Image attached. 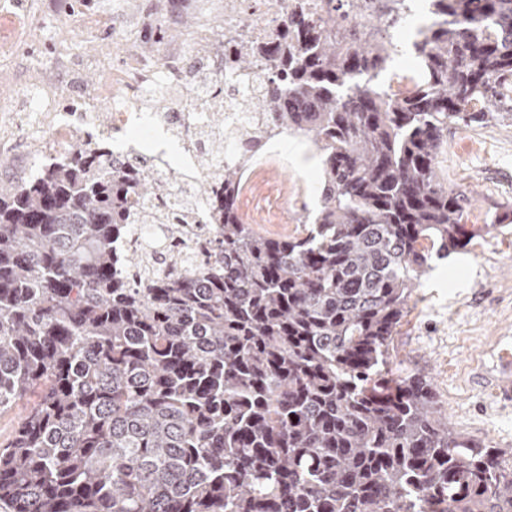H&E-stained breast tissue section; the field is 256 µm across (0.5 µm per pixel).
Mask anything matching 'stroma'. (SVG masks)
<instances>
[{
	"label": "stroma",
	"mask_w": 512,
	"mask_h": 512,
	"mask_svg": "<svg viewBox=\"0 0 512 512\" xmlns=\"http://www.w3.org/2000/svg\"><path fill=\"white\" fill-rule=\"evenodd\" d=\"M31 21L35 34L0 50V116L14 127L13 156L27 169L42 158L43 137L29 126L33 66L67 48L78 65L75 99L95 98L108 69L142 55L147 42L178 43L205 21L224 18V0H0ZM463 200L469 224L512 214V120L452 125L438 158ZM275 165L276 184L240 194L246 221L273 237L292 233L319 207L322 165L305 137L273 143L253 163ZM393 370L431 379L455 432L483 445L512 448V400L494 380L512 354V225L477 236L469 250L431 259L392 338Z\"/></svg>",
	"instance_id": "35a3bbf8"
}]
</instances>
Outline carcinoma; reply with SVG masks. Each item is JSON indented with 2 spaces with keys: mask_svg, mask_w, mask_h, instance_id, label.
<instances>
[{
  "mask_svg": "<svg viewBox=\"0 0 512 512\" xmlns=\"http://www.w3.org/2000/svg\"><path fill=\"white\" fill-rule=\"evenodd\" d=\"M407 0H297L283 42L241 44L284 78L239 108L253 151L305 136L322 161L312 223L272 238L237 200L248 160L192 196L218 238L169 269L120 251L160 177L112 141L0 191V414L37 401L0 445V512H512V448L448 428L431 381L390 343L432 253L477 236L436 158L448 125L512 120V0H430L420 69L377 81ZM386 24L348 26L349 15Z\"/></svg>",
  "mask_w": 512,
  "mask_h": 512,
  "instance_id": "carcinoma-1",
  "label": "carcinoma"
}]
</instances>
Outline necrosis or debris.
<instances>
[{
	"instance_id": "1",
	"label": "necrosis or debris",
	"mask_w": 512,
	"mask_h": 512,
	"mask_svg": "<svg viewBox=\"0 0 512 512\" xmlns=\"http://www.w3.org/2000/svg\"><path fill=\"white\" fill-rule=\"evenodd\" d=\"M295 0H279L277 10H269L266 0H224V25L207 27L189 38L195 44L200 70L210 77L212 85L224 89V121L238 130L236 139L221 149L205 145L198 131L214 101L208 89L193 87L195 75L186 66L187 49L169 46L154 57L129 58L122 71L113 73L103 83L98 99L84 101L79 112H72L64 102L70 96V84L61 80L60 72L74 70L66 51H59L56 62L48 68L36 67L29 82L35 93L32 107L37 126L46 137V158L65 153L77 138L108 135L120 140L126 155H137L145 138L151 137L159 122L150 112L151 101L161 95L173 94V107L168 124L181 151L179 165L190 175H216L225 162L234 161L250 148L244 132L249 114L238 111L234 103L242 95L276 87L274 74L267 64L248 71L235 65L237 45L243 40L264 44L276 39L288 28V16ZM109 100L111 107L100 112V100Z\"/></svg>"
}]
</instances>
